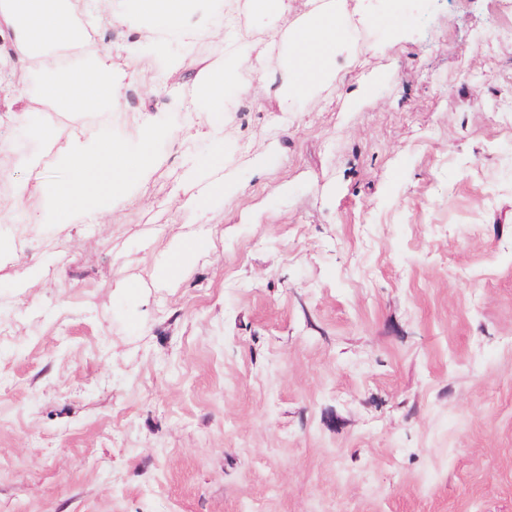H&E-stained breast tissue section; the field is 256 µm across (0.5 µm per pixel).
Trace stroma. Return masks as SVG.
<instances>
[{
	"label": "stroma",
	"instance_id": "stroma-1",
	"mask_svg": "<svg viewBox=\"0 0 512 512\" xmlns=\"http://www.w3.org/2000/svg\"><path fill=\"white\" fill-rule=\"evenodd\" d=\"M338 2V79L285 103L313 0H224L268 76L220 114L235 198L197 220L208 146L157 140L108 222L0 259V512H512V0ZM223 59L219 35L174 72L142 53L113 135L184 126ZM36 69L0 31L3 203L39 148L18 115L70 125ZM202 246V243L199 241H186L176 244L172 248L169 258L165 261L169 275L174 274L184 266V260L187 254L202 248Z\"/></svg>",
	"mask_w": 512,
	"mask_h": 512
}]
</instances>
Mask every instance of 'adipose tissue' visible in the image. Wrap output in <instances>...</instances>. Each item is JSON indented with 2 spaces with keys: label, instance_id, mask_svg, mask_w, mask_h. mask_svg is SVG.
Returning <instances> with one entry per match:
<instances>
[{
  "label": "adipose tissue",
  "instance_id": "1",
  "mask_svg": "<svg viewBox=\"0 0 512 512\" xmlns=\"http://www.w3.org/2000/svg\"><path fill=\"white\" fill-rule=\"evenodd\" d=\"M137 2V13L129 14L114 0L106 22L137 29L142 21H150L149 45L169 70L181 66L184 50L223 29L222 13H201L199 0ZM0 22L13 32L15 55L37 61L40 98L72 115L97 113L102 117L98 127L76 125L65 136L53 124L38 125L41 150L28 160L27 177L17 183L13 203L0 206V223L26 225L33 210L42 224L111 214L114 194L130 182L148 179L153 172L157 159L144 149V142L171 134L166 121L160 120L137 127L132 139L112 136V117L123 109L124 91L140 80L137 49H130L126 69L114 72L109 48L88 41L87 30L69 0H0ZM242 40L239 34L227 39L223 64L199 70L193 80L190 110L196 122L184 130L183 137L205 138L217 156L224 153V126L215 115L223 111L227 92H246L262 71L249 61ZM284 47L288 77L277 88L282 100L334 82L341 47L335 0H323L311 11L289 32ZM58 165L67 168V181L46 178V170ZM184 177L195 188L184 206L200 214L242 189L235 177L216 175L200 165L190 166Z\"/></svg>",
  "mask_w": 512,
  "mask_h": 512
}]
</instances>
